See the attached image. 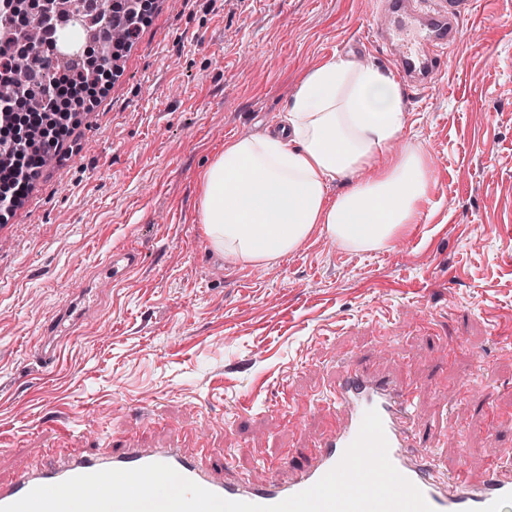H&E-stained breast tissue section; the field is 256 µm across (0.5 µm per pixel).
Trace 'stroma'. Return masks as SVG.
Returning a JSON list of instances; mask_svg holds the SVG:
<instances>
[{
	"instance_id": "1",
	"label": "stroma",
	"mask_w": 512,
	"mask_h": 512,
	"mask_svg": "<svg viewBox=\"0 0 512 512\" xmlns=\"http://www.w3.org/2000/svg\"><path fill=\"white\" fill-rule=\"evenodd\" d=\"M372 0H154L66 151L37 173L0 243V480L29 449L188 443L239 449L266 476L329 430L344 357L418 388L417 419L448 467L482 473L512 449V5L478 0L444 72L404 90L401 144L429 200L392 248L313 235L269 265L219 256L197 176L227 140L266 135L301 79L356 41ZM135 248L102 287L95 268ZM86 295L56 365L42 325ZM138 263L139 253L134 249L123 248L110 252L98 270L100 284L118 285Z\"/></svg>"
}]
</instances>
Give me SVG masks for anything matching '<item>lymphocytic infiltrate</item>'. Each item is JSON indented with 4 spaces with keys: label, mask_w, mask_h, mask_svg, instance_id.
Here are the masks:
<instances>
[{
    "label": "lymphocytic infiltrate",
    "mask_w": 512,
    "mask_h": 512,
    "mask_svg": "<svg viewBox=\"0 0 512 512\" xmlns=\"http://www.w3.org/2000/svg\"><path fill=\"white\" fill-rule=\"evenodd\" d=\"M135 0H93L87 5L90 17H104L109 25L126 29L131 37H138L147 18L133 11ZM56 10L54 0H46L40 15L25 13L19 0H0V84L11 82L17 48L26 41V30L36 24L46 23ZM100 65L98 69L69 70L56 76L54 82L31 77L23 86L20 96L29 99L30 110L35 115L49 114L57 117L61 134L40 129L38 136L16 138L10 135L13 122V101H0V215L10 216L31 189V180L47 155L58 152L67 134L74 109L88 110L95 97L101 96L117 71L116 62L128 50V43L110 39L99 41ZM80 85L92 87V95L73 98L72 88Z\"/></svg>",
    "instance_id": "obj_1"
}]
</instances>
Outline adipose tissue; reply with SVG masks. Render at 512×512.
<instances>
[{"instance_id":"1","label":"adipose tissue","mask_w":512,"mask_h":512,"mask_svg":"<svg viewBox=\"0 0 512 512\" xmlns=\"http://www.w3.org/2000/svg\"><path fill=\"white\" fill-rule=\"evenodd\" d=\"M282 123L281 133L225 142L200 171L198 219L213 251L260 265L316 233L360 252L407 235L430 167L421 147L393 149L405 109L390 71L331 57L302 79ZM363 170L368 178L357 179ZM335 180L348 186L332 200Z\"/></svg>"}]
</instances>
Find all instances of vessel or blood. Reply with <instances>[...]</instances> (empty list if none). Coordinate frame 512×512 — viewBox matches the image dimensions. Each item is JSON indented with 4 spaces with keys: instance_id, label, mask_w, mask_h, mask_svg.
<instances>
[{
    "instance_id": "1",
    "label": "vessel or blood",
    "mask_w": 512,
    "mask_h": 512,
    "mask_svg": "<svg viewBox=\"0 0 512 512\" xmlns=\"http://www.w3.org/2000/svg\"><path fill=\"white\" fill-rule=\"evenodd\" d=\"M382 23L370 35L388 51L393 68L408 87L429 85L440 72L450 48L460 38V21L471 14L476 0H375ZM139 254L131 248L112 251L101 263L100 283L116 285L137 267ZM71 314L63 308L43 324L36 354L50 366L60 357L59 330ZM333 415L330 434L318 440L313 452L287 462V478L273 475L261 481L240 474L232 455L215 459L206 448H99L65 456L44 449L29 451L30 461L15 477L0 482V506L10 505L32 489L78 475L107 469H132L163 463L199 486L233 501L261 505L278 503L320 480L341 460L357 437L363 417L376 410L396 470L423 494L434 512H504L512 505V460L493 464L485 474L464 466L443 468L434 445L422 435L415 416L412 384L390 378L360 362H348L325 400Z\"/></svg>"
}]
</instances>
